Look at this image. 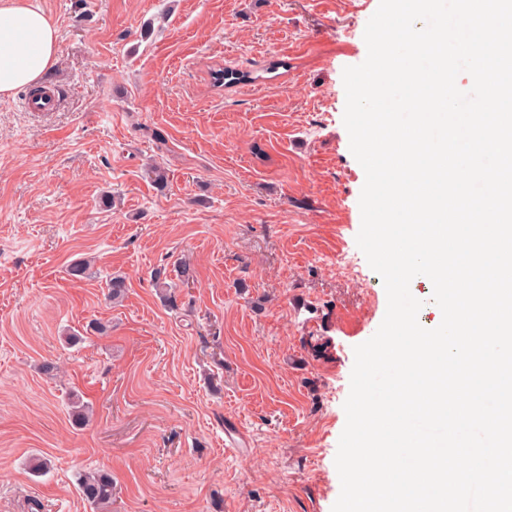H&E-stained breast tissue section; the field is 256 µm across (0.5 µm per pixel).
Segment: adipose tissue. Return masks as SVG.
<instances>
[{
  "label": "adipose tissue",
  "mask_w": 512,
  "mask_h": 512,
  "mask_svg": "<svg viewBox=\"0 0 512 512\" xmlns=\"http://www.w3.org/2000/svg\"><path fill=\"white\" fill-rule=\"evenodd\" d=\"M55 24L29 0H0V100L36 88L58 58Z\"/></svg>",
  "instance_id": "adipose-tissue-1"
}]
</instances>
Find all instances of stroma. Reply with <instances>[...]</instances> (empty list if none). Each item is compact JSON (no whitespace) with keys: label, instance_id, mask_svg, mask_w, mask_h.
<instances>
[{"label":"stroma","instance_id":"1","mask_svg":"<svg viewBox=\"0 0 512 512\" xmlns=\"http://www.w3.org/2000/svg\"><path fill=\"white\" fill-rule=\"evenodd\" d=\"M34 2L64 97L0 101V512H95L94 471L111 512H332L354 349L387 308L343 124L379 0ZM219 66L254 80L213 87ZM78 485L82 496L95 508H106L112 503L113 484L110 474L102 471L84 474L79 477Z\"/></svg>","mask_w":512,"mask_h":512}]
</instances>
